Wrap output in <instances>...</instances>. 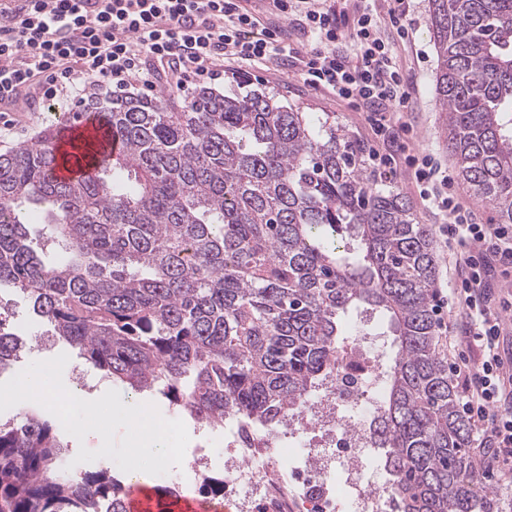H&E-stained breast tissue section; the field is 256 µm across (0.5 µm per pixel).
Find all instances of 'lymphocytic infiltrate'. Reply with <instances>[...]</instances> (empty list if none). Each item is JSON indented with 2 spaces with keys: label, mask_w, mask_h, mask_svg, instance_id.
<instances>
[{
  "label": "lymphocytic infiltrate",
  "mask_w": 512,
  "mask_h": 512,
  "mask_svg": "<svg viewBox=\"0 0 512 512\" xmlns=\"http://www.w3.org/2000/svg\"><path fill=\"white\" fill-rule=\"evenodd\" d=\"M275 16L300 26L308 47L301 78L363 109L387 152L405 153L430 209L448 219L440 234L452 250L460 285L449 296V373L472 421L487 475L512 471V355L501 341L504 315L486 277L489 258L512 262V227L476 224L449 187L452 177L431 157L407 154L409 82L370 8L336 14L328 0H272ZM352 41L353 52L342 49ZM279 30L264 26L240 0H11L0 7V108L32 96L47 107L83 97H119L132 83L152 88L145 58L168 66L177 89L211 83L225 67L243 68L290 55Z\"/></svg>",
  "instance_id": "1"
}]
</instances>
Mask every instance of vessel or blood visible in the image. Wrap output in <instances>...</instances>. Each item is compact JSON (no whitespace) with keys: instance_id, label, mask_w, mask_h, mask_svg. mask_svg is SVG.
Returning a JSON list of instances; mask_svg holds the SVG:
<instances>
[{"instance_id":"1","label":"vessel or blood","mask_w":512,"mask_h":512,"mask_svg":"<svg viewBox=\"0 0 512 512\" xmlns=\"http://www.w3.org/2000/svg\"><path fill=\"white\" fill-rule=\"evenodd\" d=\"M57 130L55 147L60 161L53 174L58 179L86 177L92 174L98 160L114 158L120 153L118 142L105 137L95 115L89 114L75 121L69 114H62Z\"/></svg>"}]
</instances>
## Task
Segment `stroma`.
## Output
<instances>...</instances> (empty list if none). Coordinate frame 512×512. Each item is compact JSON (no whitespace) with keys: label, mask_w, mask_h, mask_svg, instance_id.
Listing matches in <instances>:
<instances>
[{"label":"stroma","mask_w":512,"mask_h":512,"mask_svg":"<svg viewBox=\"0 0 512 512\" xmlns=\"http://www.w3.org/2000/svg\"><path fill=\"white\" fill-rule=\"evenodd\" d=\"M428 7L429 0H415L413 16L416 24L411 41H400L396 31L390 27L386 28L385 35L395 49L398 63L411 79V107L405 114L406 122L413 129L408 140L409 152L416 156H431L444 168L451 170L455 164L448 155L445 143L444 115L436 107L434 76L437 58ZM240 83L252 89L259 87L278 92L283 103L306 112L313 120L324 113H333L337 123L362 140L368 152H375L380 147L365 113L328 92L305 84L298 74L295 59L288 57L254 66L238 78L228 74L224 79L212 82L211 87L220 92ZM75 109L72 103L50 109L33 98L19 103L11 111L0 112V152L34 140L46 126L56 122L59 113ZM380 173L384 184L395 188L407 199L422 223L435 229L443 224V216L434 213L422 202L405 162L381 168ZM0 307L8 310L15 332L32 343L30 350L23 353L13 368L0 371V382L9 380L31 362L47 360L63 353L69 358L63 370V382L68 390L80 391L83 399L94 400L114 389V382L86 368L77 349L59 341L53 336L50 326L35 319L26 298L16 289L0 285ZM340 333L345 338L356 334L369 335L379 344V354L384 360H391L393 356L392 336L386 320L380 315L350 312L341 319Z\"/></svg>","instance_id":"stroma-1"}]
</instances>
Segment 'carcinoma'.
<instances>
[{"label": "carcinoma", "mask_w": 512, "mask_h": 512, "mask_svg": "<svg viewBox=\"0 0 512 512\" xmlns=\"http://www.w3.org/2000/svg\"><path fill=\"white\" fill-rule=\"evenodd\" d=\"M429 23L448 152L512 224V0H429ZM90 108L125 149L98 173L55 179L53 128L0 153V284L90 367L208 426L275 429L333 376L340 318L378 312L396 345L373 423L394 512H494L437 347L431 227L364 143L262 89ZM24 347L0 314V370ZM62 448L46 416L0 425V512H128L126 479L67 474Z\"/></svg>", "instance_id": "1"}]
</instances>
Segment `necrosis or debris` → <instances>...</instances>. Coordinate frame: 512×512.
<instances>
[{
	"mask_svg": "<svg viewBox=\"0 0 512 512\" xmlns=\"http://www.w3.org/2000/svg\"><path fill=\"white\" fill-rule=\"evenodd\" d=\"M365 337L341 348L336 373L277 429L233 421L224 436L225 512H392L389 480L371 478L368 451L379 413L383 368L362 354ZM300 441L303 455L285 443Z\"/></svg>",
	"mask_w": 512,
	"mask_h": 512,
	"instance_id": "1",
	"label": "necrosis or debris"
}]
</instances>
